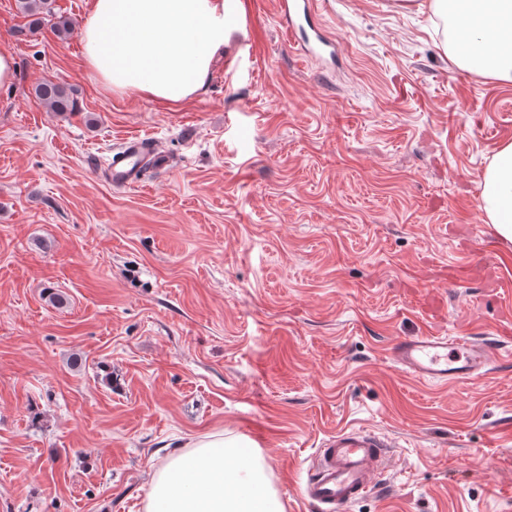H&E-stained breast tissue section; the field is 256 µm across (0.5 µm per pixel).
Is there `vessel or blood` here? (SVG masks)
Segmentation results:
<instances>
[{
  "instance_id": "b4317fda",
  "label": "vessel or blood",
  "mask_w": 512,
  "mask_h": 512,
  "mask_svg": "<svg viewBox=\"0 0 512 512\" xmlns=\"http://www.w3.org/2000/svg\"><path fill=\"white\" fill-rule=\"evenodd\" d=\"M286 38H293L301 22H312V0H277ZM162 152L147 135L123 142L113 151L106 172L113 187L138 184L147 165L161 162ZM393 362L406 374L437 384L469 380L484 374L493 357L491 344L457 336H414L398 340L390 350ZM387 459V443L361 429H346L317 449L313 473L301 489L304 499L325 506L327 512H347L367 494L370 479Z\"/></svg>"
}]
</instances>
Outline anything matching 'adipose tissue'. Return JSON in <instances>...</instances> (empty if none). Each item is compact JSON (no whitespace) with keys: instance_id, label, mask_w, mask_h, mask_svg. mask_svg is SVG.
I'll return each instance as SVG.
<instances>
[{"instance_id":"1","label":"adipose tissue","mask_w":512,"mask_h":512,"mask_svg":"<svg viewBox=\"0 0 512 512\" xmlns=\"http://www.w3.org/2000/svg\"><path fill=\"white\" fill-rule=\"evenodd\" d=\"M228 0H88L82 57L111 91L180 103L201 90L224 50ZM455 36L454 59L512 84V0H433ZM479 208L503 243H512V142L481 176ZM146 512H283L258 452L223 435L201 437L151 480Z\"/></svg>"}]
</instances>
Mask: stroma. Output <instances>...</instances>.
I'll use <instances>...</instances> for the list:
<instances>
[{
    "mask_svg": "<svg viewBox=\"0 0 512 512\" xmlns=\"http://www.w3.org/2000/svg\"><path fill=\"white\" fill-rule=\"evenodd\" d=\"M249 2L168 104L107 91L78 36L0 0V512H144L152 472L214 433L260 434L284 512H321L300 488L351 428L389 460L348 512H512V315L471 244L512 280L478 209L512 86L456 64L432 0H315L331 70ZM45 79L75 111L35 97ZM135 134L170 163L113 187ZM438 335L496 340L494 368L437 385L388 356ZM34 94L52 112L64 113L76 110L71 89L65 83L46 80L35 86Z\"/></svg>",
    "mask_w": 512,
    "mask_h": 512,
    "instance_id": "stroma-1",
    "label": "stroma"
}]
</instances>
